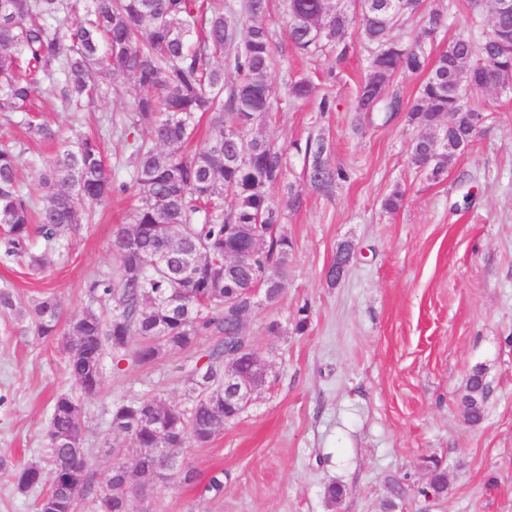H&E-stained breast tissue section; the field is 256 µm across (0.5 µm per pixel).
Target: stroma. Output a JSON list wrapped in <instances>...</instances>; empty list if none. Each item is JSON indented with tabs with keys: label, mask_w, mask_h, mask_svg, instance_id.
<instances>
[{
	"label": "stroma",
	"mask_w": 512,
	"mask_h": 512,
	"mask_svg": "<svg viewBox=\"0 0 512 512\" xmlns=\"http://www.w3.org/2000/svg\"><path fill=\"white\" fill-rule=\"evenodd\" d=\"M438 2L449 21L437 46L461 34L482 40L489 23L473 19L470 0ZM286 4L271 0L263 20L274 44L268 79L275 99L264 129L289 150L324 135L350 178L326 196L310 187L301 155L290 150L288 179L302 207L289 209L282 187L268 191L292 242L288 286L277 304L259 305L244 324L267 365L266 380L210 444L179 449L199 482H170L153 512H512V92L476 95L486 111L476 141L444 180L429 181L409 162L420 129L406 116L353 130L363 52L350 51L333 76L330 59L298 57L288 41ZM302 78L333 99L332 111L319 112L313 99H289V85ZM110 83L100 79L101 93L80 124L57 105L40 104L39 119L58 134L53 143L0 118V141L20 144V175L34 196L42 191L31 159L53 156L81 132L100 135L113 179L127 180L129 149L108 133L107 119L124 115L128 100L110 94ZM395 188L404 203L389 214L382 200ZM132 203L124 194L98 207L42 275L0 265V287L25 300L50 292L64 313L83 311L88 281L119 273L110 243ZM345 241L354 255L332 286L326 271ZM302 315L307 325L300 331ZM273 321L280 325L275 336L267 333ZM192 363L186 353L148 366L105 355L102 389L83 401L97 481L113 462V445L124 442L112 430L113 403L159 395L186 407L178 368ZM480 364L492 393L484 421L472 426L461 397ZM73 389L61 344L41 341L25 323L0 314V455L21 463L41 458L52 400ZM436 468L448 477V493L432 501L421 490ZM218 472L224 493L215 498L201 485ZM331 483L344 491L336 504L325 495Z\"/></svg>",
	"instance_id": "stroma-1"
}]
</instances>
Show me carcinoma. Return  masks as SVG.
Wrapping results in <instances>:
<instances>
[{"label": "carcinoma", "mask_w": 512, "mask_h": 512, "mask_svg": "<svg viewBox=\"0 0 512 512\" xmlns=\"http://www.w3.org/2000/svg\"><path fill=\"white\" fill-rule=\"evenodd\" d=\"M382 0H288V40L309 57L336 53L330 73L346 59L341 46L354 12L360 13V42L368 53L366 75L354 111L372 121H390L407 113L408 122L424 133L409 144L416 171L439 181L460 156L448 152V140L466 149L474 143L479 109L472 95L484 88L512 90V15L493 14L492 0H471L488 16L490 30L474 44L459 36L438 52L432 43L448 27L444 8L425 0H398L393 12ZM268 0H0V115L26 117L35 100L55 99L69 112L99 90L100 75H112L111 90L133 98L132 109L109 131L129 140V180L116 182L98 137L83 135L65 142L37 174L42 196L36 199L19 176L20 155L14 142H0V262L24 260L35 274L52 266L62 241L78 234L95 208L114 194L134 192L138 205L130 226L118 229L112 252L119 259L120 278L96 275L87 283L91 306L63 319L53 294L27 303L12 288H0V313L29 319V329L44 341L62 340L67 371L80 391L54 399L45 428L46 461H28L9 468L17 489L37 493L36 512H77L90 500L95 512H150L156 493L175 477L193 484L198 475L171 472L157 482L164 462L151 452H175L193 442L207 445L224 428V369L241 342L237 313L248 306L247 289L262 288L274 305L287 287L291 241L283 231V213L268 189L282 185L291 195V209L302 198L287 182L288 150L272 142L260 121L273 109L268 81L274 45L259 22ZM418 17L421 32L404 42L395 31ZM222 58L224 63L215 60ZM237 79L227 84L224 67ZM421 75L414 99L406 104L393 83L398 76ZM47 76L55 81L44 84ZM315 86L306 79L288 88L292 100H306ZM212 114L209 137L189 151L197 115ZM42 141L56 140L54 128L27 122ZM236 141L225 139L224 132ZM303 156L312 187L329 194L347 181L346 168L331 160L332 144L322 134L295 143ZM267 235L266 249L239 268L224 272V251L248 246L255 231ZM166 251L173 258L194 252L200 263L190 273L172 278L152 263ZM276 267L277 274H267ZM178 289L190 311L174 314L160 296ZM205 336L211 345L185 381L211 373L213 397L192 399L182 410L165 398L121 400L111 415L127 419L125 448L143 475L145 493L129 489L124 461L114 464L102 483L84 447L86 423L82 401L100 392L103 356L112 349L132 363L149 365L171 352H188ZM490 395L487 370L468 375L462 407L464 419L480 424ZM166 433L153 434L155 422ZM50 473L43 487L44 473ZM428 490L448 492L446 474L432 471Z\"/></svg>", "instance_id": "1"}]
</instances>
